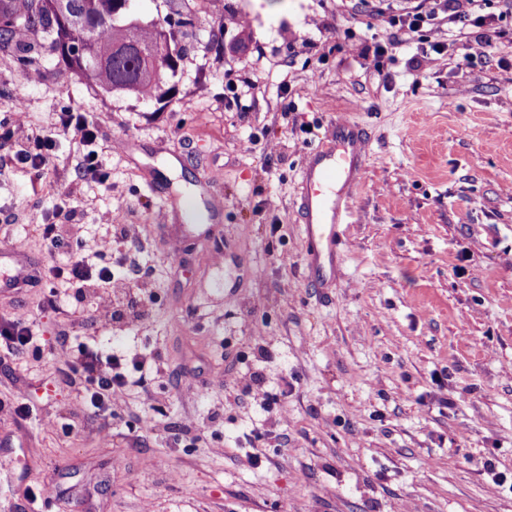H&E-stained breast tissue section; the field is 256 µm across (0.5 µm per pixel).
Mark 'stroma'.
I'll list each match as a JSON object with an SVG mask.
<instances>
[{"label": "stroma", "instance_id": "35a3bbf8", "mask_svg": "<svg viewBox=\"0 0 512 512\" xmlns=\"http://www.w3.org/2000/svg\"><path fill=\"white\" fill-rule=\"evenodd\" d=\"M223 2L215 17L185 0L194 24L159 101L92 89L36 42L37 71L0 55V134L24 146L21 104L43 127L79 108L100 121L104 157L82 176L62 138L44 175L15 166L0 182V242L43 257L37 226L51 213L89 241L128 225L112 271L124 278L135 259L145 313L120 288L106 307L66 290L55 312L37 289L0 291V318L36 323L43 347L0 352V400L17 393L34 408L0 409V512H33L29 493L46 483L52 512H512V492L484 471L493 460L512 482V24L490 47L444 27L392 46L385 19L420 0ZM436 42L442 53L423 58ZM339 113L374 140L342 273L314 288L294 200L305 155ZM151 177L200 212L222 203L218 237L184 238L173 254ZM68 198L72 221L54 211ZM64 339L154 360L109 441L50 353ZM255 373L269 391L294 390L263 408L243 394ZM214 413L198 447L168 439ZM269 430L278 446L260 440Z\"/></svg>", "mask_w": 512, "mask_h": 512}]
</instances>
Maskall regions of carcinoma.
<instances>
[{
  "instance_id": "carcinoma-1",
  "label": "carcinoma",
  "mask_w": 512,
  "mask_h": 512,
  "mask_svg": "<svg viewBox=\"0 0 512 512\" xmlns=\"http://www.w3.org/2000/svg\"><path fill=\"white\" fill-rule=\"evenodd\" d=\"M128 0H0V53L23 54L39 40L80 78L141 101L160 95L161 71H176L184 49L178 0L159 22L137 15Z\"/></svg>"
}]
</instances>
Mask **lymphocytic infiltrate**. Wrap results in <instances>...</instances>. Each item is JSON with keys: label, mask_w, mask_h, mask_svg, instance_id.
<instances>
[{"label": "lymphocytic infiltrate", "mask_w": 512, "mask_h": 512, "mask_svg": "<svg viewBox=\"0 0 512 512\" xmlns=\"http://www.w3.org/2000/svg\"><path fill=\"white\" fill-rule=\"evenodd\" d=\"M490 5L491 0H425L413 11L388 17L387 24L396 41L426 27L470 25L478 28V40L489 45L500 37V24L507 18L506 12H490ZM100 133L99 123L86 113L60 112L51 128H36L28 133L27 145L16 151L15 159L36 169L46 168L53 163L56 139L62 136L82 147L80 167L95 176L101 161L92 156L90 148L96 144ZM41 237L47 254L63 252L67 255L65 263L50 262L34 269L25 282L26 287L40 290L43 306L57 308L60 285L99 287L114 282L115 276L107 263L113 250L111 238L103 237L90 245L81 236L64 233L57 224L42 225ZM56 362L63 375L83 378L84 390L78 409L102 422L112 417V407L125 391L142 384L138 377L142 363L135 356L114 354L104 359L86 347L64 344L59 348Z\"/></svg>", "instance_id": "f902f5d3"}]
</instances>
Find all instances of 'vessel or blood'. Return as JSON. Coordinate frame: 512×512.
<instances>
[{
  "mask_svg": "<svg viewBox=\"0 0 512 512\" xmlns=\"http://www.w3.org/2000/svg\"><path fill=\"white\" fill-rule=\"evenodd\" d=\"M370 147L367 129L340 115L302 162L297 206L307 242L306 273L317 287H326L338 274L343 226L352 216L351 202L362 184ZM25 269L23 253L14 248L0 252V288L22 278Z\"/></svg>",
  "mask_w": 512,
  "mask_h": 512,
  "instance_id": "1",
  "label": "vessel or blood"
}]
</instances>
